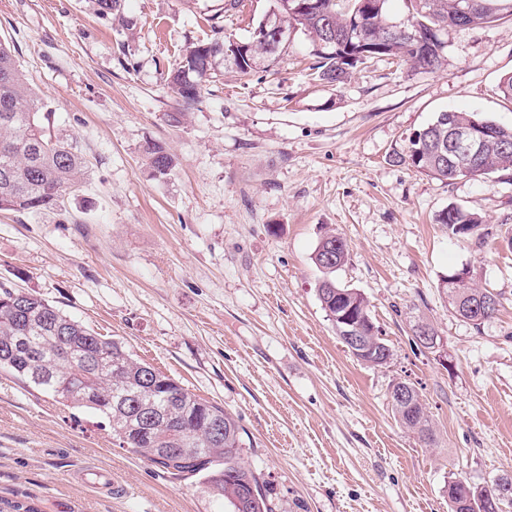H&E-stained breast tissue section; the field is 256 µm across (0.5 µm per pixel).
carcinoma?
<instances>
[{
    "mask_svg": "<svg viewBox=\"0 0 512 512\" xmlns=\"http://www.w3.org/2000/svg\"><path fill=\"white\" fill-rule=\"evenodd\" d=\"M439 3L433 9L426 5ZM290 0H273L285 23H294L310 37L318 58L319 80L342 84L350 70L362 58L345 48L328 55L319 49L326 29L343 34L353 20H358L360 34L370 58H399L412 66L435 72L444 62L445 46L438 42L440 32L458 25L459 0H403L411 21L423 31L433 46L413 49L399 37L389 23L387 0H303L314 6L298 13L289 12ZM479 8L464 25H482L512 17V0H476ZM103 18L116 16L121 0H94ZM247 55L229 58L230 41L214 39L197 43L186 51L181 65L167 73L165 82L185 108L201 98L204 83L215 74L217 59L242 74L268 67L271 56L262 41L248 40ZM47 116L39 112L35 92L27 86L14 50L0 42V211L40 212L61 207L66 195L78 189L88 176L82 156L68 139L53 133ZM479 120L471 112H442L423 130L409 139L404 152L392 155V161L406 163L417 171L441 181H453V156L448 152L450 134ZM486 126L497 138L468 164L469 176L490 173L512 176V126L493 121ZM144 156L155 175L163 177L174 166V158L159 142H149ZM437 223L448 236L467 238L457 230L477 229L480 217L457 206H450L437 216ZM349 247L334 231L326 232L313 253V263L323 277L317 296L329 320L339 324L340 316L351 311L363 313L365 335L376 340L366 298L358 291L336 282L335 274L348 260ZM456 272L443 278L448 304L453 309L477 299L493 304L488 315H461L479 327L498 311L496 295L479 287L472 278L452 281ZM45 392L58 395L72 407H86L98 412L112 428V437L122 448H130L144 459L157 464L173 476L200 475L214 493L224 497L232 512H273L259 474L242 461L245 447L244 428L233 414L198 398L175 379L144 363L122 343L106 338L71 318L50 301L19 289L0 287V370ZM157 418V428L149 435L143 431L142 414ZM396 420L416 432L423 442L431 440L432 431L425 410L417 420L394 410ZM220 423L224 434L217 440L211 426ZM499 481L472 485L448 478V512H502L498 498Z\"/></svg>",
    "mask_w": 512,
    "mask_h": 512,
    "instance_id": "carcinoma-1",
    "label": "carcinoma"
}]
</instances>
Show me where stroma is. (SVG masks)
<instances>
[{
    "label": "stroma",
    "instance_id": "obj_1",
    "mask_svg": "<svg viewBox=\"0 0 512 512\" xmlns=\"http://www.w3.org/2000/svg\"><path fill=\"white\" fill-rule=\"evenodd\" d=\"M221 0H0L14 48L54 130L89 178L60 208L0 211V287L22 289L121 342L239 418L245 462L274 512H448L449 477H512V180L445 183L392 162L443 111L512 125L498 85L512 75V17L442 31L434 73L369 59L319 81L307 35L289 29L275 63L220 68L190 110L165 85L184 49L213 36ZM270 0H244L223 37L247 39ZM173 155L154 176L144 146ZM483 219L465 239L438 214ZM350 250L337 281L367 299L392 350L353 357L323 310L313 252L327 230ZM469 269L499 300L474 326L442 280ZM425 321L439 347L416 344ZM417 388L423 444L394 417L389 388ZM94 468L126 489L72 479ZM230 512L201 476L173 478L115 445L93 410L0 371V512ZM437 223L442 224L448 230L449 237L455 238H467L474 234L471 233H462L457 230L458 224L462 225V230L467 229H477L481 226L482 220L480 217L475 214L469 213L457 206H449L448 208L441 211V213L437 216ZM476 230V231H477Z\"/></svg>",
    "mask_w": 512,
    "mask_h": 512
}]
</instances>
